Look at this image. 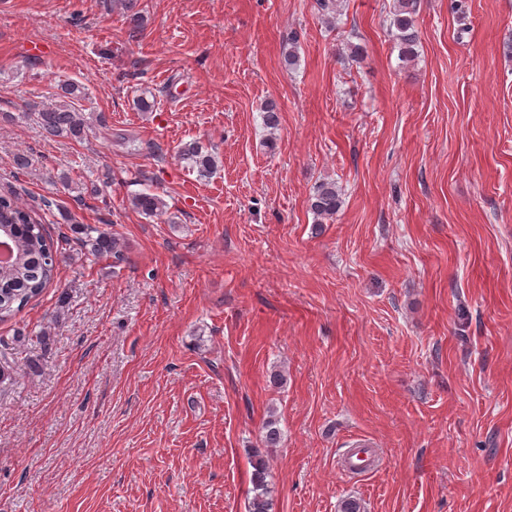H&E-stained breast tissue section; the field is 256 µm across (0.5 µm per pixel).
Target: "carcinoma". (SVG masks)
I'll list each match as a JSON object with an SVG mask.
<instances>
[{
	"label": "carcinoma",
	"instance_id": "cac0c4a2",
	"mask_svg": "<svg viewBox=\"0 0 512 512\" xmlns=\"http://www.w3.org/2000/svg\"><path fill=\"white\" fill-rule=\"evenodd\" d=\"M137 0H113L112 7L127 14L130 23L138 27L143 16L135 10ZM417 0H394L390 26L395 28L399 55L410 60L417 56L418 34L414 26ZM63 100L44 106L31 113L37 126L47 137H66L80 140L89 129L88 122L81 112L72 109L66 102L83 93L82 87L74 82L60 85ZM180 156L192 161L201 178H208L215 168L213 154L203 150L198 142L184 144ZM133 206L149 217L163 214L165 203L153 192H139L132 197ZM343 204L341 189L333 180H323L315 184L309 198V209L315 223L336 215ZM11 230L9 240L14 253V261L0 266V318L8 317L25 307L32 299L40 296L57 275L58 249L54 248L44 225L36 222L29 212L17 205L10 196L0 195V229ZM70 230L84 252L94 256H110L117 267L128 260L127 248L111 233L94 224H73ZM282 431L278 421L268 418L263 427L261 443L265 448H276L281 442ZM252 483L254 495L249 502V512H271L272 499L267 482L268 463L266 455L259 448L251 449Z\"/></svg>",
	"mask_w": 512,
	"mask_h": 512
}]
</instances>
